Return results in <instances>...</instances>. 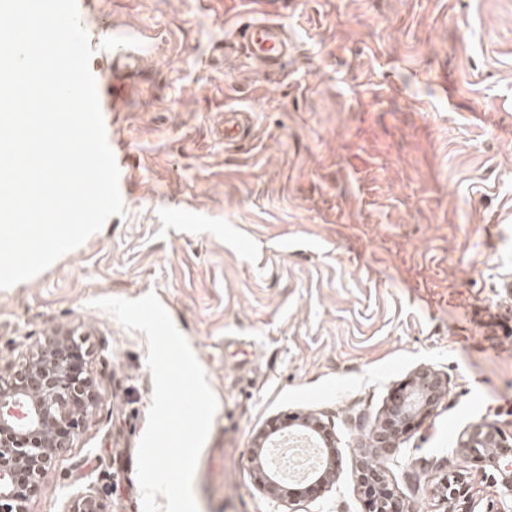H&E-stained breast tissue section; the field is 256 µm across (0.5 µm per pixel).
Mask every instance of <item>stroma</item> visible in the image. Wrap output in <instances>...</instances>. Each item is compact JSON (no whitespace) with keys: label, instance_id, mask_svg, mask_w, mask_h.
<instances>
[{"label":"stroma","instance_id":"1","mask_svg":"<svg viewBox=\"0 0 512 512\" xmlns=\"http://www.w3.org/2000/svg\"><path fill=\"white\" fill-rule=\"evenodd\" d=\"M95 60L143 36L107 131L125 216L0 290V364L57 331L88 350L99 394L30 512L90 493L142 512L136 453L152 399L143 332L92 305L155 293L218 399L194 478L198 512H367L355 478L392 394L423 367L447 393L386 449L412 512L461 477L480 512L504 471L460 442L512 433V0H89ZM279 22L261 66L232 29ZM251 127L224 140V111ZM332 429L320 497L275 500L248 462L273 419ZM512 438L510 442L507 436L496 426L488 423H479L471 427L467 432L466 438L461 442V448L466 454L472 457L487 459L494 467H497V457L487 454L485 448H511Z\"/></svg>","mask_w":512,"mask_h":512}]
</instances>
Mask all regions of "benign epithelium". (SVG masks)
<instances>
[{"instance_id":"benign-epithelium-1","label":"benign epithelium","mask_w":512,"mask_h":512,"mask_svg":"<svg viewBox=\"0 0 512 512\" xmlns=\"http://www.w3.org/2000/svg\"><path fill=\"white\" fill-rule=\"evenodd\" d=\"M446 395L441 377L419 369L407 386L395 392L385 418L373 430L372 457L359 462L356 481L368 497V512H410L408 505L387 481L383 452L413 427L417 416L430 414ZM98 402L93 379L86 369L81 345L72 331H59L26 351L22 360L0 366V512H30L28 503L39 493L48 469L74 447ZM287 428H297L320 443L323 451L318 473L305 478L306 490L321 493L333 480L336 441L330 427L312 416H287L273 420L258 436L249 464L260 476L265 493L279 499L283 481L265 462L271 438ZM512 441L496 426L471 427L461 448L476 458L497 464L489 448H511ZM442 499L464 502L461 512H475L468 488L445 482ZM64 512H104L91 494L70 498Z\"/></svg>"}]
</instances>
